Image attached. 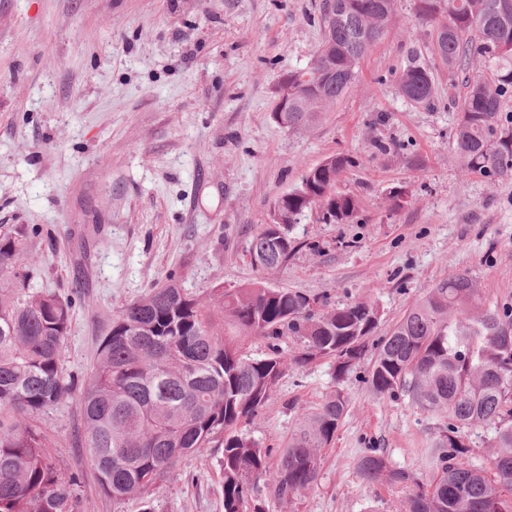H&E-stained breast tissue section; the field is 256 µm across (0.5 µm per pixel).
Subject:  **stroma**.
Instances as JSON below:
<instances>
[{"label":"stroma","mask_w":512,"mask_h":512,"mask_svg":"<svg viewBox=\"0 0 512 512\" xmlns=\"http://www.w3.org/2000/svg\"><path fill=\"white\" fill-rule=\"evenodd\" d=\"M320 0H0V225L39 228L27 255L37 288L74 301L67 368L86 371L113 314L176 274L199 294L266 278L270 286L366 301L385 333L439 281L468 272L487 303L512 304V178L459 171L455 130L473 55L447 68L435 25L417 0H395L387 32L355 84L315 128L294 133L271 113L288 70L306 67L323 38ZM434 75L424 107L397 91L412 57ZM385 143L387 151L376 150ZM333 155L354 159L336 184L358 217L327 224L309 210L299 247L276 272L252 265L249 243L277 199ZM407 191L405 201L389 196ZM343 380L329 361L288 371L272 409L244 425L282 445L301 409L341 390L348 412L323 448L318 484L273 512H403L406 493L363 479L359 458L383 449L413 471L436 420L408 400ZM53 465L79 478V512H142L113 502L76 438L78 396L38 418ZM219 448L179 464L153 491L155 512H224Z\"/></svg>","instance_id":"obj_1"}]
</instances>
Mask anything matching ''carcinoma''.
Wrapping results in <instances>:
<instances>
[{
    "label": "carcinoma",
    "instance_id": "carcinoma-1",
    "mask_svg": "<svg viewBox=\"0 0 512 512\" xmlns=\"http://www.w3.org/2000/svg\"><path fill=\"white\" fill-rule=\"evenodd\" d=\"M503 0H419V17L441 13L434 54L453 68L473 53L493 64L491 76L469 84L455 133L461 171L496 181L512 177V117L501 115L512 93V7ZM394 0H322L323 39L312 63L289 71L288 110L275 122L292 131L318 124L326 108L355 84L363 57L386 30ZM401 96L428 106L433 74L418 60L398 77ZM354 161L337 155L303 175L277 200L283 223L252 237L249 254L262 270L283 265L296 248L294 225L315 206L327 222H352L358 201L336 192ZM36 228L17 224L0 233V512H76L77 479L45 454L37 416L80 394L87 449L104 492L115 502L144 501L188 456L200 457L221 438L224 512H268L266 500L292 506L317 485L321 449L331 444L348 412L339 390L299 423L277 451L242 432L273 403L292 365L328 359L342 380L373 348L363 382L378 397L406 398L438 418L425 451L429 479L392 466L379 448L359 459L370 482L408 491L405 512H512V305H487L467 273L439 282L386 334L365 303L330 307L316 295L253 282L233 290L189 293L171 274L112 316L90 371H67L64 341L73 299L35 289V266L25 261ZM267 340L254 357L247 342ZM296 338L288 358L280 342ZM492 433L486 469L463 444L469 430ZM277 459H272V456Z\"/></svg>",
    "mask_w": 512,
    "mask_h": 512
}]
</instances>
